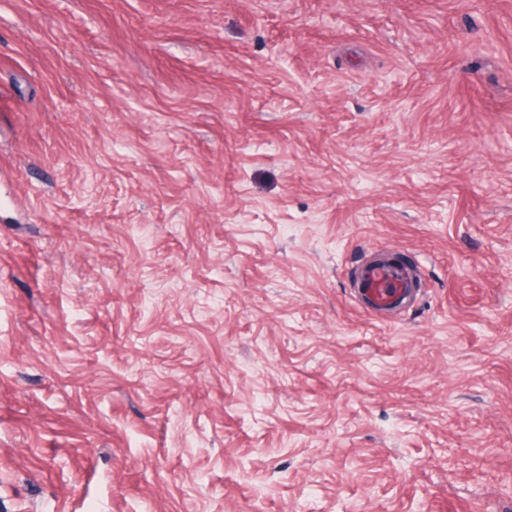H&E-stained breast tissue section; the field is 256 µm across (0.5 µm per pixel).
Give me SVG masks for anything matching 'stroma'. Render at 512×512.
Wrapping results in <instances>:
<instances>
[{"mask_svg": "<svg viewBox=\"0 0 512 512\" xmlns=\"http://www.w3.org/2000/svg\"><path fill=\"white\" fill-rule=\"evenodd\" d=\"M0 512H512V0H0ZM355 301L374 312L402 306L414 290L410 267L381 256L363 262L355 272Z\"/></svg>", "mask_w": 512, "mask_h": 512, "instance_id": "stroma-1", "label": "stroma"}]
</instances>
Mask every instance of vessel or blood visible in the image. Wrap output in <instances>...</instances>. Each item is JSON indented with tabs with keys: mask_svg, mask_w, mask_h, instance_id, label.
<instances>
[{
	"mask_svg": "<svg viewBox=\"0 0 512 512\" xmlns=\"http://www.w3.org/2000/svg\"><path fill=\"white\" fill-rule=\"evenodd\" d=\"M355 277L354 299L369 311L394 310L406 302L414 289L409 267L380 256L363 262Z\"/></svg>",
	"mask_w": 512,
	"mask_h": 512,
	"instance_id": "obj_1",
	"label": "vessel or blood"
}]
</instances>
